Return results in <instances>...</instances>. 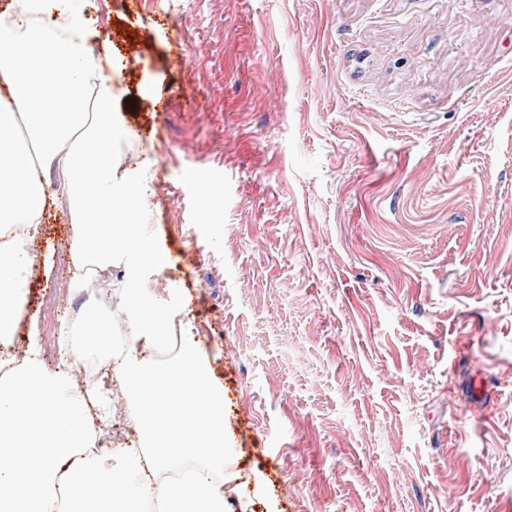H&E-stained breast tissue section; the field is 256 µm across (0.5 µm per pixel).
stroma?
I'll list each match as a JSON object with an SVG mask.
<instances>
[{
    "mask_svg": "<svg viewBox=\"0 0 512 512\" xmlns=\"http://www.w3.org/2000/svg\"><path fill=\"white\" fill-rule=\"evenodd\" d=\"M82 6L112 28V165L169 259L129 255L109 291L141 289L210 355L228 512H507L512 0ZM71 235L56 202L14 338L51 368L96 300Z\"/></svg>",
    "mask_w": 512,
    "mask_h": 512,
    "instance_id": "35a3bbf8",
    "label": "stroma"
}]
</instances>
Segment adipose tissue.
<instances>
[{
	"label": "adipose tissue",
	"mask_w": 512,
	"mask_h": 512,
	"mask_svg": "<svg viewBox=\"0 0 512 512\" xmlns=\"http://www.w3.org/2000/svg\"><path fill=\"white\" fill-rule=\"evenodd\" d=\"M85 71L84 56L50 26L0 30V87L9 95L0 106V226L21 224L35 236L50 201L64 196L71 263L83 272L124 263L116 243L142 190L134 179L118 181L112 167V82L102 81L88 107ZM31 271L29 254L0 235L1 347L15 335ZM126 310L133 336L126 348L113 349L105 319L91 308L81 341L65 356L77 362L93 348L111 362L140 448L117 463L91 451L108 432L110 412L30 344L22 363L0 377V447L14 459L0 470V512H141L149 500L156 512H224V389L210 360L189 343L173 363L156 364L147 352L163 342L169 314L135 288ZM192 400L205 407V419L191 417Z\"/></svg>",
	"instance_id": "adipose-tissue-1"
}]
</instances>
